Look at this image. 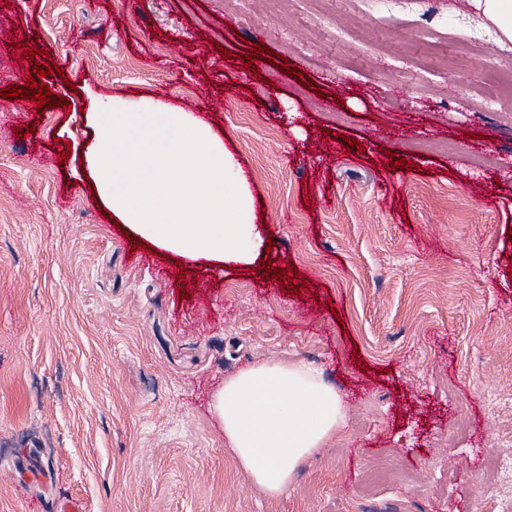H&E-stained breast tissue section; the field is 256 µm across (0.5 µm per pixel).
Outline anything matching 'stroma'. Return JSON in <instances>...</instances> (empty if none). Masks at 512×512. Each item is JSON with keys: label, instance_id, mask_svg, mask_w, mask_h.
Returning <instances> with one entry per match:
<instances>
[{"label": "stroma", "instance_id": "obj_1", "mask_svg": "<svg viewBox=\"0 0 512 512\" xmlns=\"http://www.w3.org/2000/svg\"><path fill=\"white\" fill-rule=\"evenodd\" d=\"M258 46L295 75L246 65ZM29 49L69 105L0 108V512H487L512 431L491 403L512 399V108L479 97L512 42L467 0H0L19 86ZM154 100L234 154L284 278L157 247L136 264L89 114ZM266 360L319 369L348 415L279 496L210 411ZM388 458L419 484L362 490Z\"/></svg>", "mask_w": 512, "mask_h": 512}]
</instances>
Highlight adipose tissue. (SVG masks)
<instances>
[{
  "label": "adipose tissue",
  "instance_id": "1",
  "mask_svg": "<svg viewBox=\"0 0 512 512\" xmlns=\"http://www.w3.org/2000/svg\"><path fill=\"white\" fill-rule=\"evenodd\" d=\"M96 119L101 136L90 158L98 189L134 235L189 259L255 262L265 239L248 180L209 125L161 101ZM211 411L238 466L272 496L348 425L341 394L319 370L285 361L252 363L225 378Z\"/></svg>",
  "mask_w": 512,
  "mask_h": 512
}]
</instances>
